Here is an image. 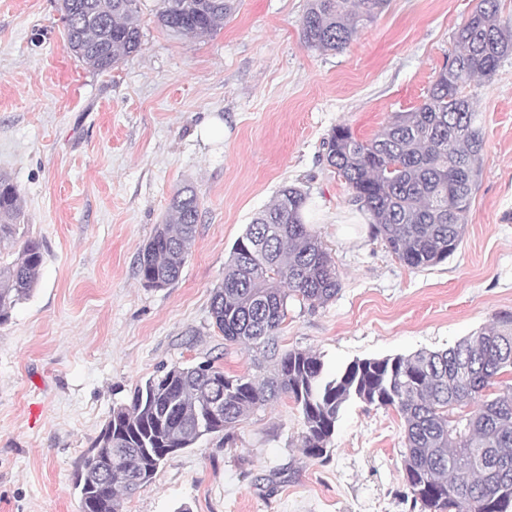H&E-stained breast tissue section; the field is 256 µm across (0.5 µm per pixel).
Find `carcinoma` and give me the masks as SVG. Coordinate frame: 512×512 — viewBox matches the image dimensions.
<instances>
[{"label":"carcinoma","mask_w":512,"mask_h":512,"mask_svg":"<svg viewBox=\"0 0 512 512\" xmlns=\"http://www.w3.org/2000/svg\"><path fill=\"white\" fill-rule=\"evenodd\" d=\"M236 0H160L157 22L184 38L209 37L235 11ZM500 0H478L453 35L450 62L423 102L394 113L370 139L345 125L332 129L328 165L364 210L375 237L412 270L436 266L459 248L471 199L482 175L481 115L466 83L496 74L512 55V23ZM389 0H309L301 22L304 46L344 49ZM67 49L94 72H107L142 49L141 0H61ZM305 191L282 186L239 237L210 303L213 325L233 343L262 344L270 375L229 376L210 362L174 365L135 386L115 405L93 440L112 449V473L90 456L77 476L87 512H122L124 497L149 484L176 448L212 435L230 440L255 409L284 395L302 416L300 448L325 461L336 423L353 400L394 409L404 426L403 473L422 512H512V311L454 346L382 359H358L329 375L319 354L279 352L276 336L295 297L315 308L336 298L342 282L332 256L304 222ZM17 185L0 176V325L39 284L42 244L19 224ZM200 198L177 188L162 223L141 248L137 274L147 288L176 282L200 221ZM219 412L204 424L208 404Z\"/></svg>","instance_id":"cac0c4a2"}]
</instances>
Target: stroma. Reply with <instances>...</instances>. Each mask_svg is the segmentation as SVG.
I'll return each mask as SVG.
<instances>
[{"instance_id": "obj_1", "label": "stroma", "mask_w": 512, "mask_h": 512, "mask_svg": "<svg viewBox=\"0 0 512 512\" xmlns=\"http://www.w3.org/2000/svg\"><path fill=\"white\" fill-rule=\"evenodd\" d=\"M142 3L140 53L96 73L67 50L59 0H0V173L45 250L36 290L0 325V512H79L83 456L157 371L209 360L269 375L262 349L225 341L209 310L234 242L283 185L307 192L342 288L314 309L290 302L280 350L314 351L333 371L454 346L512 311V56L466 88L483 171L444 263L409 269L373 239L325 158L336 125L368 139L422 102L477 0H390L326 53L301 42L307 0H238L199 39L172 36L156 0ZM183 183L202 200L195 243L175 283L144 287L138 253ZM301 431L290 399L260 407L231 442L170 457L123 512H421L395 410L348 403L324 462L303 454Z\"/></svg>"}]
</instances>
